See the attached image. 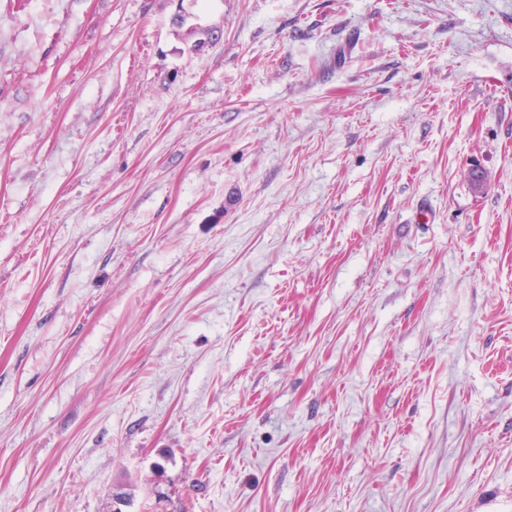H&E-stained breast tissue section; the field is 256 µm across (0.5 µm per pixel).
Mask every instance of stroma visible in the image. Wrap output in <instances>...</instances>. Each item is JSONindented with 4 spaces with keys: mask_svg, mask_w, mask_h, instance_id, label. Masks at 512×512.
<instances>
[{
    "mask_svg": "<svg viewBox=\"0 0 512 512\" xmlns=\"http://www.w3.org/2000/svg\"><path fill=\"white\" fill-rule=\"evenodd\" d=\"M157 461L512 512V0H0V512Z\"/></svg>",
    "mask_w": 512,
    "mask_h": 512,
    "instance_id": "1",
    "label": "stroma"
}]
</instances>
